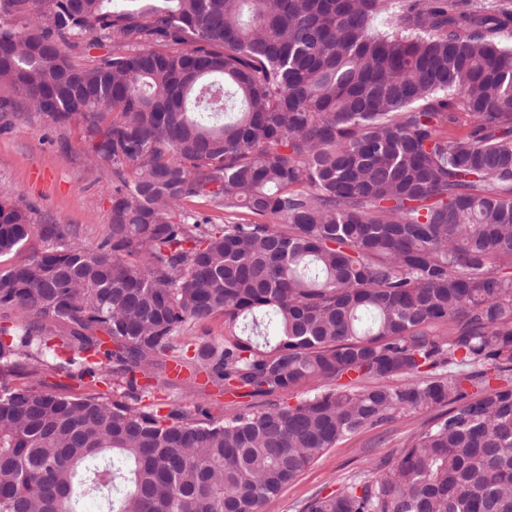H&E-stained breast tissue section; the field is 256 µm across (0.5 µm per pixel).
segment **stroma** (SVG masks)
I'll use <instances>...</instances> for the list:
<instances>
[{"mask_svg":"<svg viewBox=\"0 0 512 512\" xmlns=\"http://www.w3.org/2000/svg\"><path fill=\"white\" fill-rule=\"evenodd\" d=\"M18 196L34 206L38 221L67 225L80 243L94 246L111 219L112 168L89 161L78 122L59 127L27 110L0 111V198ZM423 422L420 415L401 417L336 444L282 489L268 512H303L312 497L395 455Z\"/></svg>","mask_w":512,"mask_h":512,"instance_id":"35a3bbf8","label":"stroma"}]
</instances>
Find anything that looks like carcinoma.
Segmentation results:
<instances>
[{
    "label": "carcinoma",
    "instance_id": "obj_1",
    "mask_svg": "<svg viewBox=\"0 0 512 512\" xmlns=\"http://www.w3.org/2000/svg\"><path fill=\"white\" fill-rule=\"evenodd\" d=\"M511 32L512 0H0L7 107L112 165L95 246L0 200V258L43 242L0 267V512H264L428 412L304 512H512ZM169 362L234 400L142 404ZM224 334V315L217 314L213 319H211L205 328L191 326L184 336H195L196 338H199V341L222 344L224 342ZM430 416H407L379 428L367 429L325 452L296 480L280 491L266 512H303L317 494L334 492L344 478L367 473L374 464L399 452L408 435Z\"/></svg>",
    "mask_w": 512,
    "mask_h": 512
}]
</instances>
